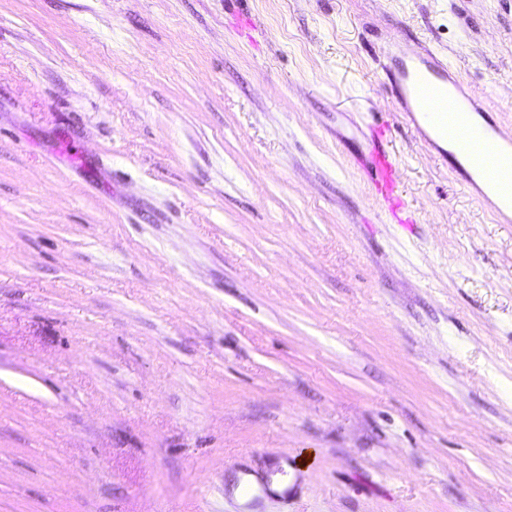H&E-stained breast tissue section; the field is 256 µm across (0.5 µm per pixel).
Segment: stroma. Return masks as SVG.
Wrapping results in <instances>:
<instances>
[{
	"label": "stroma",
	"mask_w": 512,
	"mask_h": 512,
	"mask_svg": "<svg viewBox=\"0 0 512 512\" xmlns=\"http://www.w3.org/2000/svg\"><path fill=\"white\" fill-rule=\"evenodd\" d=\"M512 134V0H0V512H512V222L396 31ZM395 45L401 57H392L394 66L385 71L396 91L397 112H406L414 122H417V115L418 120L438 136L450 139L452 142L448 141L481 179L486 190L500 202L512 207V135L504 134L496 124L482 125L472 121L471 113H483V109L471 95L462 93L456 82L450 79L449 71L454 70V67L448 57L425 47L422 51L408 52L398 43ZM448 105L452 110L448 112L462 119L465 132H475L483 141L487 153L496 161L493 174L488 173L482 164L473 161L472 165L467 160L466 157L470 158L467 147L472 143L469 141L465 147L463 135L448 132L447 112H431L434 107L445 108ZM369 132V155L362 166L372 189L376 197L387 205L389 213L398 224H414L413 213L405 208L398 194L400 171L388 147L392 127L387 121L370 127Z\"/></svg>",
	"instance_id": "stroma-1"
}]
</instances>
